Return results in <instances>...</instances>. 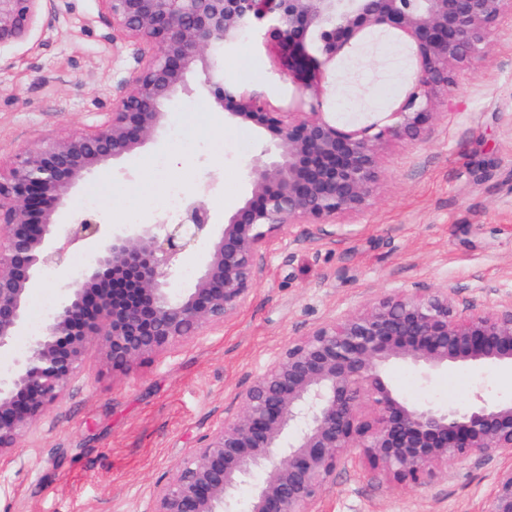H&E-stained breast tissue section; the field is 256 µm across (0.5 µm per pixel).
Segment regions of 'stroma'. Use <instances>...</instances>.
<instances>
[{"mask_svg": "<svg viewBox=\"0 0 512 512\" xmlns=\"http://www.w3.org/2000/svg\"><path fill=\"white\" fill-rule=\"evenodd\" d=\"M59 19H37L27 37L0 48V169L22 149L88 133L107 123L112 101L138 68L142 44L112 29L99 0H63ZM397 46L389 55L386 44ZM487 64L460 67L447 103L422 141L394 139L381 152L368 206L329 224H292L267 255L263 272L237 316L223 327L138 365L112 371L90 349L79 380L0 467V512H142L155 482L170 473L236 396L288 341L314 325L361 310L387 296L453 286L459 302L480 312L512 295V5L503 4L484 47ZM241 88L280 112L298 111L296 86L274 65L260 38H244L224 57ZM412 48L398 35L377 37L349 65L326 67L319 94L332 112L347 101L354 115L388 112L416 73ZM209 151L187 156L160 131L131 157L93 170L71 192L61 216L83 214L88 193L101 200L99 223L163 215L165 184L203 193L215 227L240 203L246 163L265 141L248 125H229L210 96L182 97L167 117ZM167 159L163 173L146 168ZM220 181L206 188L207 174ZM91 250H71L66 265L47 269L28 298L27 321L46 320L63 283L82 278ZM385 378L400 397L439 405L483 395L512 398V372L470 366L423 378L392 364ZM502 465L495 456L450 465L434 482L410 488L364 468L337 471L322 512H482Z\"/></svg>", "mask_w": 512, "mask_h": 512, "instance_id": "1", "label": "stroma"}]
</instances>
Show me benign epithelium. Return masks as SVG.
Returning a JSON list of instances; mask_svg holds the SVG:
<instances>
[{
	"label": "benign epithelium",
	"instance_id": "7a95c632",
	"mask_svg": "<svg viewBox=\"0 0 512 512\" xmlns=\"http://www.w3.org/2000/svg\"><path fill=\"white\" fill-rule=\"evenodd\" d=\"M48 21L58 0H0V48L22 40L39 2ZM112 28L157 48L141 59L112 101L101 128L16 154L0 179V354L26 325L40 271L60 268L70 249L95 252L82 281L61 288L28 350L0 359V457L63 401L88 349L112 369L147 359L232 320L288 224H327L363 210L379 177V150L419 137L439 92L461 65L484 60L503 0H100ZM266 25L264 46L301 91L350 53L370 31H395L413 46L417 74L390 113L392 124L340 123L322 112L285 115L224 73L221 54ZM224 121L251 124L269 145L247 166L250 193L224 216L201 275L176 295L168 277L184 253L211 234L206 203L195 198L175 222L161 219L116 232L92 218L61 224L72 189L94 169L132 154L164 127L187 81ZM429 377L451 366L512 367V297L492 312L460 309L448 287L389 296L288 342L237 394V412L218 421L189 456L158 481L142 512H238L239 488L255 485L248 512H318L336 471L368 464L387 480L417 488L474 456L509 461L486 495L484 512H512V400L478 395L463 405L410 403L384 379L392 362Z\"/></svg>",
	"mask_w": 512,
	"mask_h": 512
}]
</instances>
